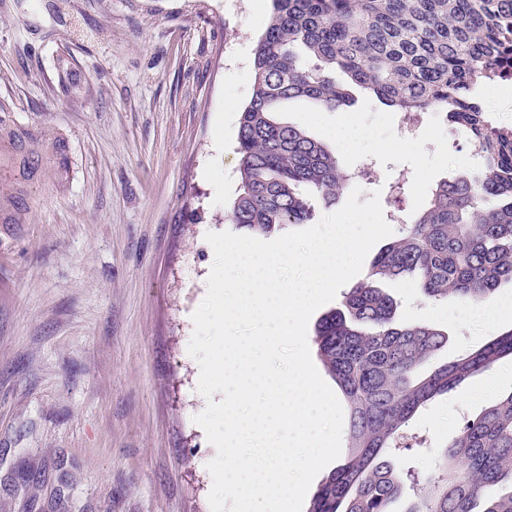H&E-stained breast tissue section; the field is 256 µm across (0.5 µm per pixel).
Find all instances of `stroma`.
<instances>
[{
  "label": "stroma",
  "mask_w": 512,
  "mask_h": 512,
  "mask_svg": "<svg viewBox=\"0 0 512 512\" xmlns=\"http://www.w3.org/2000/svg\"><path fill=\"white\" fill-rule=\"evenodd\" d=\"M270 0H0V104L69 139L67 191L0 226V512H211L216 449L193 423L206 401L188 353L207 292L209 232L239 188V117ZM79 90L54 93L59 58ZM281 121L322 140L342 169L368 164L363 199L409 217L472 151L447 130L395 137L396 115L359 95ZM399 321L448 334L432 367L503 331L476 303L380 281ZM512 393L472 376L410 419L426 444L402 470L432 472L464 422Z\"/></svg>",
  "instance_id": "stroma-1"
}]
</instances>
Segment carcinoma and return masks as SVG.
<instances>
[{
	"mask_svg": "<svg viewBox=\"0 0 512 512\" xmlns=\"http://www.w3.org/2000/svg\"><path fill=\"white\" fill-rule=\"evenodd\" d=\"M253 61L251 97L239 118V188L225 221L253 237L306 224L313 200L334 203L345 175L329 147L279 121L280 104L305 97L328 109L360 91L393 112L438 110L478 151L482 168L442 180L426 205L325 316L316 344L345 396L346 460L319 487L309 512H391L411 484L406 512H512V393L462 425L438 472H400L391 454L410 447L406 423L434 397L512 358V329L424 374L448 334L396 320L376 286L411 274L431 299L490 298L512 280V130L492 123L484 93L507 80L512 0H271ZM56 95L73 96L70 63L56 67ZM70 142L51 126L29 128L0 107V224H29L45 191L67 189Z\"/></svg>",
	"mask_w": 512,
	"mask_h": 512,
	"instance_id": "carcinoma-1",
	"label": "carcinoma"
}]
</instances>
